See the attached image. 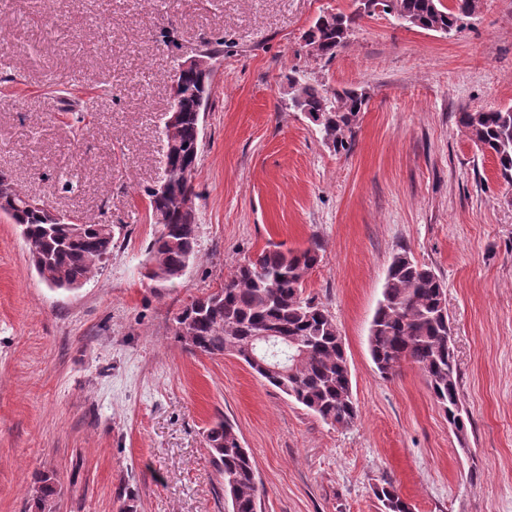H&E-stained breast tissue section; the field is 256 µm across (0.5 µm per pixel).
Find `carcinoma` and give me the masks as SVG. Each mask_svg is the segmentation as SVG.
<instances>
[{
  "label": "carcinoma",
  "mask_w": 512,
  "mask_h": 512,
  "mask_svg": "<svg viewBox=\"0 0 512 512\" xmlns=\"http://www.w3.org/2000/svg\"><path fill=\"white\" fill-rule=\"evenodd\" d=\"M400 23L450 34L461 29L463 19L474 16L481 0H372ZM361 14L342 12L319 15L307 32L309 54L331 60L349 41ZM178 101L182 118L173 138L166 139L162 178L167 184L146 191L148 208L158 230L147 247L145 277L162 287L180 278L196 258L197 209H185L196 199L195 172L184 174L183 166L197 167L202 113L196 111L201 83L212 79L188 73L179 77ZM311 114H321L317 123L325 142L334 149L349 146L365 105V95L355 89L329 92L297 73L288 74ZM458 124L483 154L497 161L498 174L512 184V107L464 111ZM0 213L21 228L30 260L49 286L62 288L95 276L117 245L114 226L83 224L73 217L47 219L44 204L31 199L8 179H0ZM324 245L310 241L300 250L269 249L240 260L232 275L215 291L206 292L184 305L174 322L175 336L193 351L208 355L234 354V349L265 328L292 338L293 348L276 350L290 362L300 356L293 373L267 374L246 356L257 375L309 412L331 425L348 427L359 416L353 398L347 354L336 322L324 306L303 297L309 272L321 260ZM450 320L439 276L419 264L407 252L397 253L389 266L383 298L373 316L369 350L377 370L392 376L404 362L414 364L445 415L455 414L461 403L458 371L448 346ZM208 447L224 484L229 512H258L256 472L247 448L227 420H217L206 434ZM58 495L55 478L42 476L33 489L34 512H51ZM383 512H412L396 487L388 483L375 492Z\"/></svg>",
  "instance_id": "carcinoma-1"
}]
</instances>
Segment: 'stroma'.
I'll list each match as a JSON object with an SVG mask.
<instances>
[{
	"instance_id": "obj_1",
	"label": "stroma",
	"mask_w": 512,
	"mask_h": 512,
	"mask_svg": "<svg viewBox=\"0 0 512 512\" xmlns=\"http://www.w3.org/2000/svg\"><path fill=\"white\" fill-rule=\"evenodd\" d=\"M353 0H0V172L86 223L120 227L105 267L50 288L0 214V512H228L205 441L228 418L254 461L261 512H512V186L459 129L512 106V0H483L453 36L378 12L335 59L307 54L323 12ZM215 51L195 189L198 253L164 288L144 277L156 231L163 116L179 61ZM367 106L349 150L288 105L287 76ZM89 102L65 111L61 91ZM325 246L303 294L332 315L359 418L331 426L242 360L189 352L173 317L263 249ZM444 283L458 440L422 373L381 375L369 328L393 256ZM37 486L33 489L31 508L34 512H50L58 495L55 478L50 475H43ZM375 495L381 502L383 512H412V505L403 499L392 483L377 488Z\"/></svg>"
}]
</instances>
